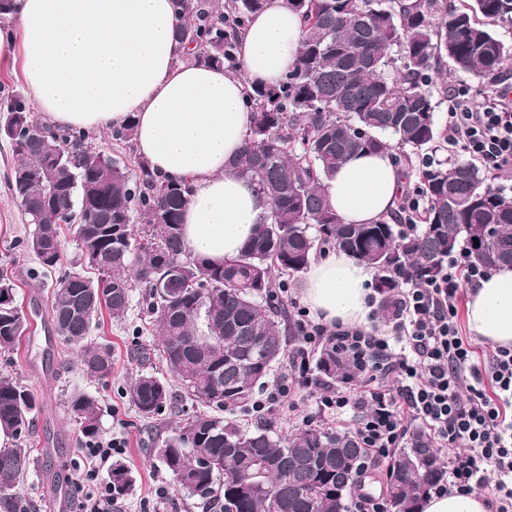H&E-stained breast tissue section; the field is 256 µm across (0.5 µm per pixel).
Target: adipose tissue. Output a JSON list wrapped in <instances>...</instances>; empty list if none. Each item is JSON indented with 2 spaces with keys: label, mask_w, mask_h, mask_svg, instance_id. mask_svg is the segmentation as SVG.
I'll return each mask as SVG.
<instances>
[{
  "label": "adipose tissue",
  "mask_w": 512,
  "mask_h": 512,
  "mask_svg": "<svg viewBox=\"0 0 512 512\" xmlns=\"http://www.w3.org/2000/svg\"><path fill=\"white\" fill-rule=\"evenodd\" d=\"M11 19L41 115L86 131L134 120L153 174L192 186L185 246L217 263L237 256L269 203L228 167L254 120L248 91L278 84L295 62L302 21L285 0H268L244 30L238 76L186 60L174 36L176 0H16ZM401 179L389 153H360L327 180L328 202L343 223L369 224L394 209ZM370 281L369 269L339 251L310 263L302 297L324 323L360 325ZM467 321L484 341L512 347V266L480 281Z\"/></svg>",
  "instance_id": "obj_1"
}]
</instances>
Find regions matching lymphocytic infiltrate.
Returning <instances> with one entry per match:
<instances>
[{
    "label": "lymphocytic infiltrate",
    "mask_w": 512,
    "mask_h": 512,
    "mask_svg": "<svg viewBox=\"0 0 512 512\" xmlns=\"http://www.w3.org/2000/svg\"><path fill=\"white\" fill-rule=\"evenodd\" d=\"M448 140L499 174L512 173V83L482 91L480 100L456 97L448 113ZM487 275L467 251L448 261L445 279L405 284L390 332L324 324L301 316L299 356L291 367L309 370V351L331 347L349 367L346 379L314 381L321 410L357 412L354 433L373 459L387 458L405 431L420 421L448 474L435 494L492 487L493 512H512V348L495 347L486 368L458 323L460 290Z\"/></svg>",
    "instance_id": "1"
}]
</instances>
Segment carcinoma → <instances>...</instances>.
I'll return each mask as SVG.
<instances>
[{"mask_svg":"<svg viewBox=\"0 0 512 512\" xmlns=\"http://www.w3.org/2000/svg\"><path fill=\"white\" fill-rule=\"evenodd\" d=\"M175 38L191 59L240 74L238 37L266 0H178ZM303 22L297 59L280 83L253 88L254 122L229 172L250 180L270 209L241 252L219 264L190 254L181 217L191 192L186 181H161L142 160L135 172L92 150L89 134L53 130L34 119L27 99L7 95L4 136L17 163L7 185L28 223L26 246L45 271L61 263L60 228L75 230L85 263L97 271L56 281L46 308L60 343L80 351L84 371L112 375L110 345L92 339L102 307L120 316L133 288L145 289L150 322L162 335L160 356L178 387L154 372L128 390L140 417L154 420L182 395L200 410L154 449L176 487L206 512H349L362 487L369 449L349 430L305 429L285 436L272 423L253 429L221 415L248 406L275 364L294 354L286 307L273 272L304 271L321 250L352 254L375 277L380 305L394 312L400 281L422 284L448 274L461 245L473 262L512 266V194L486 182L472 161L428 162L416 171L426 206L421 227L401 229L398 216L344 224L330 208L325 181L361 152L408 148L433 152L437 82L433 62L494 74L512 57V44L493 31L512 23V0H286ZM130 118L112 139L131 144ZM28 329L14 281L0 273V350ZM315 369L323 380L343 378L347 365L324 347ZM71 412L84 441L100 434V407L76 391ZM33 392L0 376V428L18 448H0V512H30L20 490L30 465ZM447 463L420 428L408 430L380 472L395 512H421ZM112 499L129 494L133 476L120 461L109 475Z\"/></svg>","mask_w":512,"mask_h":512,"instance_id":"carcinoma-1","label":"carcinoma"}]
</instances>
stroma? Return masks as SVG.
<instances>
[{
	"instance_id": "1",
	"label": "stroma",
	"mask_w": 512,
	"mask_h": 512,
	"mask_svg": "<svg viewBox=\"0 0 512 512\" xmlns=\"http://www.w3.org/2000/svg\"><path fill=\"white\" fill-rule=\"evenodd\" d=\"M435 71L443 76L442 90L436 95L437 124L442 130L448 127L451 95L463 93L472 98L490 81H512V61L505 63L491 80L452 71L446 60L436 63ZM15 162L8 139L0 136V267L6 268L14 280L17 299L27 318L43 321L47 318L44 299L56 276L41 273L34 254L25 247L32 227L5 184V175ZM147 320L138 290L133 291L122 316L102 313L93 335L111 345L114 359L112 376L105 382L82 371L74 350L56 340L45 343L40 333L26 334L17 350L0 352V375L12 377L30 389L39 403L33 421L35 460L21 480L33 512H58L56 501L61 494L67 501L65 512H79L82 495L74 481L85 474L87 466L79 425L68 407L71 394L77 391L98 399L102 436L118 437L125 442L117 457L131 470L134 486L128 496L118 501L116 512H203L199 499L177 490L171 475L152 454L153 447L171 432L182 414L192 413L191 402H184L182 412L169 410L147 423L126 396L142 368L160 376L165 373L159 358L158 334L144 330ZM235 417L251 427L272 420L286 434L303 429L308 421L316 427L353 426L352 421L337 419L335 412H320L315 394L298 386L291 387L288 395L273 405L269 415L239 411Z\"/></svg>"
}]
</instances>
